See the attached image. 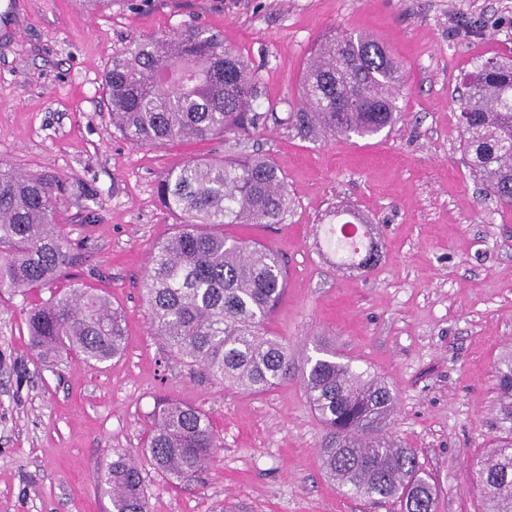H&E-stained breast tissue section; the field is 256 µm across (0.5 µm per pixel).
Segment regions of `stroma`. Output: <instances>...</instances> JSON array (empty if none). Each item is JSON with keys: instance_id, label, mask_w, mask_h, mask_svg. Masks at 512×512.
<instances>
[{"instance_id": "35a3bbf8", "label": "stroma", "mask_w": 512, "mask_h": 512, "mask_svg": "<svg viewBox=\"0 0 512 512\" xmlns=\"http://www.w3.org/2000/svg\"><path fill=\"white\" fill-rule=\"evenodd\" d=\"M219 34L257 69L279 116L335 31L381 40L403 65L394 128L370 139H301L268 123L252 137L157 147L114 128L104 75L137 42L187 25ZM512 56V0H0V161L61 180L62 231L79 259L51 288L0 294V512H107L97 479L139 464L147 512H393L329 481L324 428L300 379L255 395L191 370L154 336L144 279L179 222L157 194L189 158L260 153L283 173L280 223L231 224L283 260L287 288L268 328L296 361L317 340L396 396L391 432L436 485V512H477L479 460L496 444L495 369L512 353V209L487 195L461 140L459 92L476 64ZM376 224L382 257L342 273L317 251L336 208ZM99 288L127 327L124 354L94 367L41 359L27 312ZM203 410L221 449L204 486L170 483L144 448L157 397Z\"/></svg>"}]
</instances>
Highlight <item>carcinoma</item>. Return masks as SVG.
<instances>
[{
    "label": "carcinoma",
    "instance_id": "carcinoma-1",
    "mask_svg": "<svg viewBox=\"0 0 512 512\" xmlns=\"http://www.w3.org/2000/svg\"><path fill=\"white\" fill-rule=\"evenodd\" d=\"M261 79L224 41L189 25L112 58L104 89L112 124L137 146L204 142L254 134L267 120L304 139L373 137L396 121L403 73L380 41L344 32L325 37L301 79L299 108L281 118L260 111ZM459 125L473 173L512 208V59L489 58L467 82ZM62 183L0 161V293L52 283L74 260L61 232ZM177 230L151 253L145 301L153 334L190 367L232 387L264 394L301 374L325 427L319 448L327 476L368 503L435 512L436 487L416 449L389 435L393 390L378 376L337 360L320 343L295 363L288 342L267 329L284 296L286 271L269 247L224 234L226 224H278L289 204L285 178L267 157L194 158L158 185ZM350 269L371 271L376 243ZM30 346L40 358L80 353L91 365L122 354V313L88 288L31 308ZM498 428L505 436L480 461L479 512H512V356L498 368ZM147 452L157 470L185 487L205 484L218 437L199 408L157 399ZM111 512H146L135 461L117 457L99 476Z\"/></svg>",
    "mask_w": 512,
    "mask_h": 512
}]
</instances>
